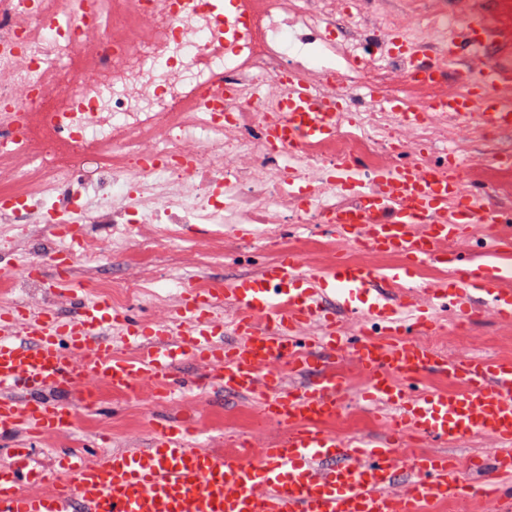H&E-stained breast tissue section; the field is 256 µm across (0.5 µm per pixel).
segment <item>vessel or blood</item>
<instances>
[{"instance_id": "b4317fda", "label": "vessel or blood", "mask_w": 512, "mask_h": 512, "mask_svg": "<svg viewBox=\"0 0 512 512\" xmlns=\"http://www.w3.org/2000/svg\"><path fill=\"white\" fill-rule=\"evenodd\" d=\"M493 43L481 24L449 31L446 65L424 61L412 76L438 78ZM414 50L399 37L365 56L382 63ZM278 84L273 108L280 118L265 129L269 141L292 151L335 132L333 114L343 101L322 99L300 78ZM467 84L465 95L423 109L398 98L385 107L408 122L427 110L483 127L512 125V111L497 98L501 86L512 85L511 59L468 71ZM335 182L358 200L356 208L328 217L340 249L359 243L396 251L403 266L380 274L340 256L313 270L287 252L232 287L185 288L173 314L146 323L84 299L71 317L48 305L0 317V443L21 427L35 438L68 433L76 418L69 396L95 407L91 393L100 382L119 395L160 382L166 399L202 383L219 394L261 397L264 416L285 427L277 443L243 461L191 446L197 432L187 423L160 425L150 446L137 451H103L90 462L79 453L63 457L48 495L28 492L44 473L32 449L16 448L11 464L0 467V512H424L435 498L474 496L487 512H512V359L474 351L451 359L420 341L436 331V309L448 306L512 324V292L497 286L512 274V225L486 209L483 195L460 198L455 175L408 163L371 175L350 163ZM475 224L490 227L477 255L446 249ZM427 263L454 271L450 280L423 285L428 307L389 302L387 291L404 287L411 270ZM334 302L359 319L354 336L337 329ZM226 303L232 314L224 320L216 311ZM228 331L235 342H225ZM117 335L136 355L115 353ZM348 357L367 379L363 407L393 411L382 440L346 439L324 426L343 402L347 384L336 367ZM185 360L206 367L205 381L177 376ZM285 369L312 378L286 392ZM429 371L451 379L453 388L419 387ZM471 434L489 436L498 451L465 466L444 454L401 452L414 435L445 443Z\"/></svg>"}]
</instances>
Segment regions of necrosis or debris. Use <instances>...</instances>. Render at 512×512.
Here are the masks:
<instances>
[{
    "label": "necrosis or debris",
    "mask_w": 512,
    "mask_h": 512,
    "mask_svg": "<svg viewBox=\"0 0 512 512\" xmlns=\"http://www.w3.org/2000/svg\"><path fill=\"white\" fill-rule=\"evenodd\" d=\"M251 17L247 46L232 50L234 17L215 24L206 0H132L129 14L99 26L96 15L59 0L65 26L33 10L31 0H0V106L26 121L25 140L0 124V160L28 152L0 195L14 200L0 224H108L114 235L156 224L189 225L202 253L224 249L217 228L263 224L277 237L284 224H322L353 205L330 176L354 161L374 174L407 160L435 167L432 149L458 162L461 196L486 191L512 211V128H482L430 113L412 125L372 102L404 86L423 105L465 93L464 80L418 82L406 61H359L364 39H386L418 26L447 27L448 0H240ZM147 24L139 37L136 23ZM84 50L107 71L90 79L71 66ZM295 70L327 92L353 100L336 115L332 137L302 143L299 182L288 181V153L263 134L265 102L279 76ZM237 86L223 111L185 113L182 101L218 84ZM81 191H74V184Z\"/></svg>",
    "instance_id": "1"
}]
</instances>
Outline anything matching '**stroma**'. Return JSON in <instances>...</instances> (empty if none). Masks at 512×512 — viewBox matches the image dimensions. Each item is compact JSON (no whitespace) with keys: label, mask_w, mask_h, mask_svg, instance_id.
<instances>
[{"label":"stroma","mask_w":512,"mask_h":512,"mask_svg":"<svg viewBox=\"0 0 512 512\" xmlns=\"http://www.w3.org/2000/svg\"><path fill=\"white\" fill-rule=\"evenodd\" d=\"M55 227L51 224H0V253L5 254L12 266L5 274L14 278L17 291L9 296L0 295V312L12 310L15 305L39 307L52 303L58 311L70 315L76 308L77 299L94 296L91 286L94 278H106L124 286L132 281H147V288L136 292L128 301V309L139 317L153 318L168 315L178 305L184 287L200 279L224 283L244 275H256L263 266L274 261L282 244L292 242L301 246L322 238L316 224H301L282 230L280 240L270 242L244 241L231 238L226 250L203 259L191 257L194 243L190 236L170 240L163 236L136 237L115 243L110 253L98 261L94 269H87L81 257H73L66 272L67 284L60 291L48 293L19 278L21 268L30 264L42 265L47 275H55L57 267L50 255L55 242ZM461 315L456 309L437 314L438 330L447 337L442 352L451 358L468 353L477 347L491 357L503 356L502 325L493 320H471L472 345L462 344L455 331ZM99 410L80 415L75 426L63 436L47 435L41 439L30 438L25 430H17L12 436L13 445L34 448L45 469L48 479L45 489H52L57 464L55 456L60 451H79L86 459H94L98 446L110 451H127L149 444L157 423L196 420L204 442L211 447H223L237 435L260 433L264 442H278L284 430L270 423L262 424L258 398L227 396L215 398L193 390L164 403L158 402L154 385H144L133 397L108 396L102 398ZM11 444V445H12ZM494 451L490 440L472 435L443 444L423 439L420 454L448 453L455 459L485 457Z\"/></svg>","instance_id":"35a3bbf8"}]
</instances>
